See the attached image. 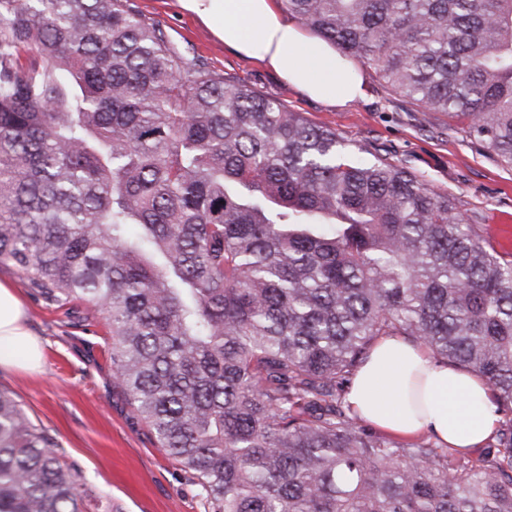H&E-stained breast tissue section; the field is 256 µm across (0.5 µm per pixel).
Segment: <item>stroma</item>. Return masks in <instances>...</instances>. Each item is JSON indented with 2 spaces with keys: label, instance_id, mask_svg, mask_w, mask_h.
Instances as JSON below:
<instances>
[{
  "label": "stroma",
  "instance_id": "obj_1",
  "mask_svg": "<svg viewBox=\"0 0 512 512\" xmlns=\"http://www.w3.org/2000/svg\"><path fill=\"white\" fill-rule=\"evenodd\" d=\"M158 22L170 41L224 77L243 81L309 122L335 130L350 149L381 148L460 210L480 214L489 236L499 214L512 213V167L498 163L476 139L447 116L411 104L386 87L371 64L356 67L365 93L345 107L310 99L259 62L225 47L211 26L182 9L179 0H128ZM26 308V323L43 346L41 372L0 370V389L10 391L30 419L57 438L67 462L78 465L114 512H204L189 472L160 448L152 431L115 383L104 324H74L66 308L45 305L0 264Z\"/></svg>",
  "mask_w": 512,
  "mask_h": 512
}]
</instances>
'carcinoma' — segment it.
Wrapping results in <instances>:
<instances>
[{"label":"carcinoma","mask_w":512,"mask_h":512,"mask_svg":"<svg viewBox=\"0 0 512 512\" xmlns=\"http://www.w3.org/2000/svg\"><path fill=\"white\" fill-rule=\"evenodd\" d=\"M512 166V0H281ZM85 305L205 512H512V259L477 216L125 0H0V264ZM381 336L480 375L478 464L341 397ZM0 390V512H112Z\"/></svg>","instance_id":"carcinoma-1"}]
</instances>
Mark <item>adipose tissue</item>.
<instances>
[{
    "label": "adipose tissue",
    "mask_w": 512,
    "mask_h": 512,
    "mask_svg": "<svg viewBox=\"0 0 512 512\" xmlns=\"http://www.w3.org/2000/svg\"><path fill=\"white\" fill-rule=\"evenodd\" d=\"M212 26L225 46L256 59L309 98L343 106L363 94V80L326 42L305 36L277 0H180ZM39 340L24 305L0 282V368L35 371ZM347 401L359 417L405 438L427 433L454 453L482 447L499 416L484 380L437 360L420 345L394 336L377 339L359 366Z\"/></svg>",
    "instance_id": "1"
}]
</instances>
